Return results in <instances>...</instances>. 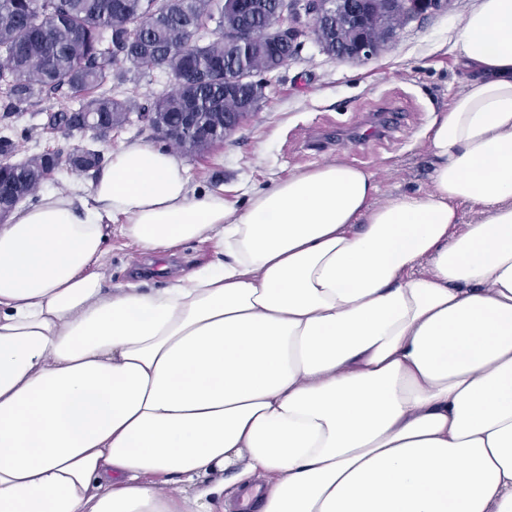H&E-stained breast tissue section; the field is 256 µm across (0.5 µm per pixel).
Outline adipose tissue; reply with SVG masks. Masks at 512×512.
Wrapping results in <instances>:
<instances>
[{"label": "adipose tissue", "instance_id": "1", "mask_svg": "<svg viewBox=\"0 0 512 512\" xmlns=\"http://www.w3.org/2000/svg\"><path fill=\"white\" fill-rule=\"evenodd\" d=\"M455 50L426 193L339 158L239 209L129 143L86 196L14 209L0 512H213L258 475L257 512H512V0H479ZM115 230L163 271L186 241L212 258L112 288Z\"/></svg>", "mask_w": 512, "mask_h": 512}]
</instances>
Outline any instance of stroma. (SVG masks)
<instances>
[{"mask_svg":"<svg viewBox=\"0 0 512 512\" xmlns=\"http://www.w3.org/2000/svg\"><path fill=\"white\" fill-rule=\"evenodd\" d=\"M477 3L450 0L447 11L409 21L389 49L363 62L338 61L306 46L273 75L259 112L223 142L183 156L192 188L223 190L228 202L243 207L255 192L290 173L340 157L374 172L382 195L426 192L431 181L424 133L467 79L454 43L460 21ZM384 101L403 114L390 136L337 143V132H352ZM41 122L35 108L19 117L0 116V135L14 139L17 159L64 146L62 137L42 132ZM106 247L107 276L115 287L144 282L163 288L210 258L208 244L189 241L178 247L167 271L155 276L148 258L120 233Z\"/></svg>","mask_w":512,"mask_h":512,"instance_id":"obj_1","label":"stroma"}]
</instances>
